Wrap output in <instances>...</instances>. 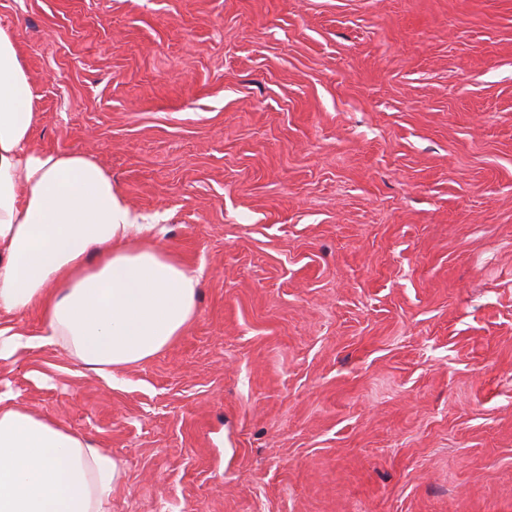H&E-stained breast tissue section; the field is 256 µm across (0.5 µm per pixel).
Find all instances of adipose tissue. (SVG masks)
I'll return each mask as SVG.
<instances>
[{"mask_svg":"<svg viewBox=\"0 0 512 512\" xmlns=\"http://www.w3.org/2000/svg\"><path fill=\"white\" fill-rule=\"evenodd\" d=\"M37 119L16 34L0 27V312L44 320L37 335L0 323V361L57 344L109 381L184 331L198 280L99 164L32 147ZM122 475L106 449L0 397V512H109Z\"/></svg>","mask_w":512,"mask_h":512,"instance_id":"1","label":"adipose tissue"}]
</instances>
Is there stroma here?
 Returning a JSON list of instances; mask_svg holds the SVG:
<instances>
[{"mask_svg":"<svg viewBox=\"0 0 512 512\" xmlns=\"http://www.w3.org/2000/svg\"><path fill=\"white\" fill-rule=\"evenodd\" d=\"M39 117L198 278L157 355L0 392L110 512H512V0H0Z\"/></svg>","mask_w":512,"mask_h":512,"instance_id":"obj_1","label":"stroma"}]
</instances>
